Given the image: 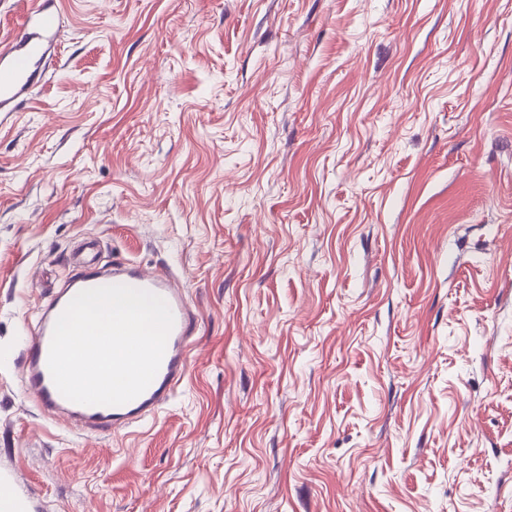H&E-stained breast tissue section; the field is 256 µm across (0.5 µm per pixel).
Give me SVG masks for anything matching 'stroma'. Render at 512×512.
<instances>
[{
    "label": "stroma",
    "instance_id": "obj_1",
    "mask_svg": "<svg viewBox=\"0 0 512 512\" xmlns=\"http://www.w3.org/2000/svg\"><path fill=\"white\" fill-rule=\"evenodd\" d=\"M0 112V471L33 512H512V0H58ZM102 262L200 315L154 414L25 391ZM126 285L147 290L162 297L173 315L165 353L159 370L150 385L135 399L116 406L83 405L65 398L57 389L48 367L49 348L55 323L69 302L81 291ZM36 336L26 345L23 362L25 390L44 411L63 413L91 431H107L127 426L132 420L154 412L179 387L189 366L188 347L197 333L199 319L192 311L183 289L169 275L137 264L115 266L112 273L90 269L86 274L71 278L66 288L52 298L44 308Z\"/></svg>",
    "mask_w": 512,
    "mask_h": 512
}]
</instances>
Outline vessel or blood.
Returning a JSON list of instances; mask_svg holds the SVG:
<instances>
[{"label": "vessel or blood", "instance_id": "vessel-or-blood-1", "mask_svg": "<svg viewBox=\"0 0 512 512\" xmlns=\"http://www.w3.org/2000/svg\"><path fill=\"white\" fill-rule=\"evenodd\" d=\"M28 32L18 42L0 47V112H11L24 101L40 75L46 46L58 32L59 14L50 0H36L23 18ZM126 285L162 297L173 315L165 353L150 385L135 399L116 406L83 405L65 398L57 389L48 367L49 348L55 323L69 302L81 291ZM36 336L26 345L23 362L25 390L44 411L63 413L92 431H107L128 425L155 411L179 387L189 366L188 347L197 333L199 319L183 290L164 272L137 264H122L104 273L89 270L70 279L66 288L44 308ZM34 497L15 473H0V512H31Z\"/></svg>", "mask_w": 512, "mask_h": 512}]
</instances>
